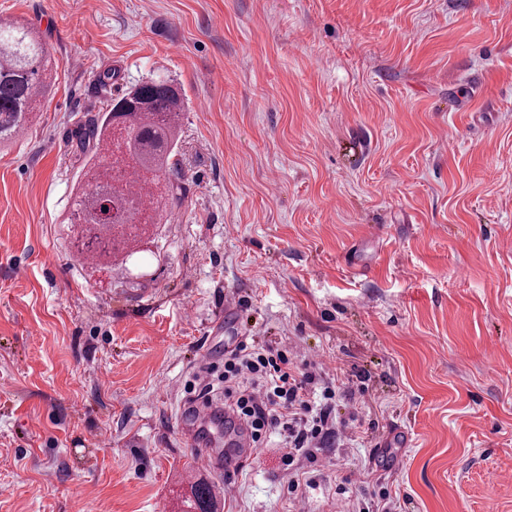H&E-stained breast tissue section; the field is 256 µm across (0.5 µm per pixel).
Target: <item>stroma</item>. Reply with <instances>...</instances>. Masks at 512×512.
<instances>
[{"instance_id":"stroma-1","label":"stroma","mask_w":512,"mask_h":512,"mask_svg":"<svg viewBox=\"0 0 512 512\" xmlns=\"http://www.w3.org/2000/svg\"><path fill=\"white\" fill-rule=\"evenodd\" d=\"M56 71L0 145V512H512V0H0ZM112 72L108 85L98 77ZM180 84L182 199L124 270L78 261L86 116ZM288 342L341 439L290 494L178 430L209 332ZM182 505L187 508L184 512H220L221 506L217 500L212 484L203 478L190 483V490L185 494Z\"/></svg>"}]
</instances>
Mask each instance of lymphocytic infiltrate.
<instances>
[{
  "label": "lymphocytic infiltrate",
  "mask_w": 512,
  "mask_h": 512,
  "mask_svg": "<svg viewBox=\"0 0 512 512\" xmlns=\"http://www.w3.org/2000/svg\"><path fill=\"white\" fill-rule=\"evenodd\" d=\"M323 364L300 360L287 344L237 342L224 352V407L247 425L255 446L280 431L286 467L318 454L339 433L336 391L325 383Z\"/></svg>",
  "instance_id": "1"
}]
</instances>
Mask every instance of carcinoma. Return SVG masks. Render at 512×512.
Returning <instances> with one entry per match:
<instances>
[{"label": "carcinoma", "instance_id": "cac0c4a2", "mask_svg": "<svg viewBox=\"0 0 512 512\" xmlns=\"http://www.w3.org/2000/svg\"><path fill=\"white\" fill-rule=\"evenodd\" d=\"M52 79L42 37L31 26L0 20V143L33 123ZM184 92L174 81L150 79L130 88L99 120L81 128L94 141L81 170L85 187L71 204L73 246L92 262L123 266L150 228L162 223L182 187L176 155ZM185 512H220L212 484L190 483Z\"/></svg>", "mask_w": 512, "mask_h": 512}]
</instances>
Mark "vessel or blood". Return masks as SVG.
Instances as JSON below:
<instances>
[{"instance_id": "vessel-or-blood-1", "label": "vessel or blood", "mask_w": 512, "mask_h": 512, "mask_svg": "<svg viewBox=\"0 0 512 512\" xmlns=\"http://www.w3.org/2000/svg\"><path fill=\"white\" fill-rule=\"evenodd\" d=\"M180 430L188 443L199 449L202 464L219 471H235L258 455L245 423L219 401L184 404Z\"/></svg>"}]
</instances>
